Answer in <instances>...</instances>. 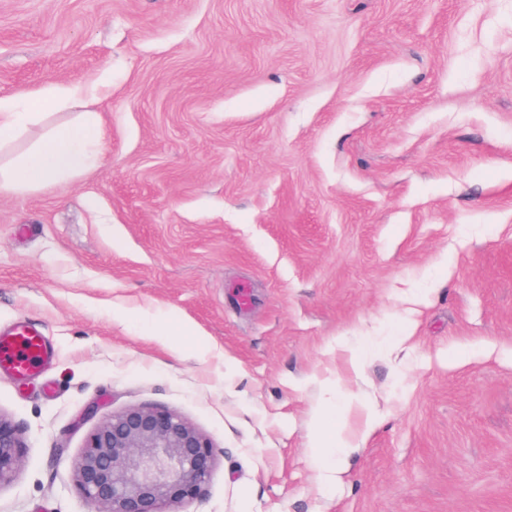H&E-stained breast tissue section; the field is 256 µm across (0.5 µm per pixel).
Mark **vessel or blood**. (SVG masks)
Wrapping results in <instances>:
<instances>
[{"label":"vessel or blood","mask_w":512,"mask_h":512,"mask_svg":"<svg viewBox=\"0 0 512 512\" xmlns=\"http://www.w3.org/2000/svg\"><path fill=\"white\" fill-rule=\"evenodd\" d=\"M49 348L40 330L19 326L0 336V372L24 379L48 363Z\"/></svg>","instance_id":"obj_1"}]
</instances>
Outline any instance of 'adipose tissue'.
<instances>
[{
    "label": "adipose tissue",
    "instance_id": "1",
    "mask_svg": "<svg viewBox=\"0 0 512 512\" xmlns=\"http://www.w3.org/2000/svg\"><path fill=\"white\" fill-rule=\"evenodd\" d=\"M83 97L81 87L56 84L37 98L0 97V196L36 192L56 187L81 175L93 161V149L103 131L96 113H82L78 120L51 127L42 139L27 150L9 155V148L28 129L43 121L47 112L77 103ZM339 398L335 408L317 413L321 427L310 444V456L326 478L344 471L355 452L357 435H369L376 425L372 404L356 395L345 382H337ZM358 412L360 433L346 431L339 418Z\"/></svg>",
    "mask_w": 512,
    "mask_h": 512
}]
</instances>
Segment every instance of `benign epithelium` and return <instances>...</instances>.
<instances>
[{
	"mask_svg": "<svg viewBox=\"0 0 512 512\" xmlns=\"http://www.w3.org/2000/svg\"><path fill=\"white\" fill-rule=\"evenodd\" d=\"M21 441L0 414V486L21 469ZM215 464L209 439L180 415L131 407L107 418L73 462L91 512H162L198 497Z\"/></svg>",
	"mask_w": 512,
	"mask_h": 512,
	"instance_id": "benign-epithelium-1",
	"label": "benign epithelium"
}]
</instances>
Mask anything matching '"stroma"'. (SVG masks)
<instances>
[{"label": "stroma", "instance_id": "1", "mask_svg": "<svg viewBox=\"0 0 512 512\" xmlns=\"http://www.w3.org/2000/svg\"><path fill=\"white\" fill-rule=\"evenodd\" d=\"M58 83L103 138L0 196V330L53 353L0 375V512H89L129 407L214 447L180 512H512V0H0V97ZM351 350L381 421L323 486ZM21 441L12 422L0 414V487L11 483L21 469Z\"/></svg>", "mask_w": 512, "mask_h": 512}]
</instances>
